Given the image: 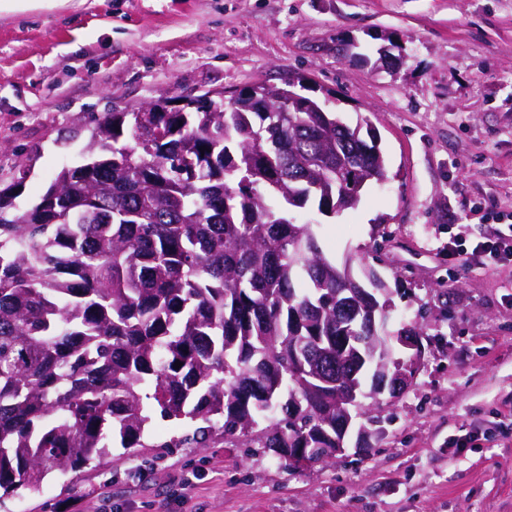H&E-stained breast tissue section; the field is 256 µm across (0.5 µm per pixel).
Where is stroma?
Segmentation results:
<instances>
[{"mask_svg":"<svg viewBox=\"0 0 512 512\" xmlns=\"http://www.w3.org/2000/svg\"><path fill=\"white\" fill-rule=\"evenodd\" d=\"M301 78L368 118L389 179L325 219L327 255L375 269L390 327L431 335L413 384L364 399L368 454L287 469L243 449L151 447L47 478L0 512H512V264L461 271L448 238L512 211V0H32L0 11V189L35 203L95 117ZM390 236L382 258L371 247ZM448 300L438 298L440 283Z\"/></svg>","mask_w":512,"mask_h":512,"instance_id":"35a3bbf8","label":"stroma"}]
</instances>
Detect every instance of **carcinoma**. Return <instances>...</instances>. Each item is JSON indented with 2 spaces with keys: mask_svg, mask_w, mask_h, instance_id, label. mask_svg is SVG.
I'll list each match as a JSON object with an SVG mask.
<instances>
[{
  "mask_svg": "<svg viewBox=\"0 0 512 512\" xmlns=\"http://www.w3.org/2000/svg\"><path fill=\"white\" fill-rule=\"evenodd\" d=\"M267 94L109 112L38 203L18 213L17 191L0 190V499L146 447L157 413L193 427L164 448L218 439L286 466L336 447V369L353 361L336 346L361 329L336 321V263L291 199L353 209L385 160L368 120L313 98L261 112ZM319 154L341 179L309 166ZM366 288L380 327L359 348L360 386L405 368L380 311L390 291Z\"/></svg>",
  "mask_w": 512,
  "mask_h": 512,
  "instance_id": "obj_1",
  "label": "carcinoma"
}]
</instances>
